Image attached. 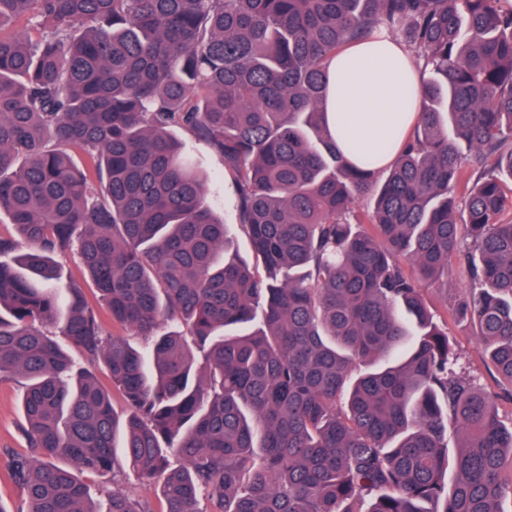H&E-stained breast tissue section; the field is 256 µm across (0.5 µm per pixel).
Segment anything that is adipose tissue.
Segmentation results:
<instances>
[{
  "mask_svg": "<svg viewBox=\"0 0 512 512\" xmlns=\"http://www.w3.org/2000/svg\"><path fill=\"white\" fill-rule=\"evenodd\" d=\"M329 70V126L351 133L337 138L338 148L352 165L386 168L396 157L391 143L406 130L408 91L421 87L410 53L381 29L337 53Z\"/></svg>",
  "mask_w": 512,
  "mask_h": 512,
  "instance_id": "ef3b65f1",
  "label": "adipose tissue"
}]
</instances>
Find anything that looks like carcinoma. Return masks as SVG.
Listing matches in <instances>:
<instances>
[{
    "instance_id": "carcinoma-1",
    "label": "carcinoma",
    "mask_w": 512,
    "mask_h": 512,
    "mask_svg": "<svg viewBox=\"0 0 512 512\" xmlns=\"http://www.w3.org/2000/svg\"><path fill=\"white\" fill-rule=\"evenodd\" d=\"M19 16L0 32V376L24 380L27 512H97L80 474L115 469L119 439L163 512H504L512 424L424 291L467 279L454 315L512 384V7L0 0V29ZM381 27L429 75L380 182L326 102L336 51ZM178 130L222 159L237 223ZM73 250L97 308L53 288ZM108 512L154 509L115 487ZM54 339L64 350H66L71 355V357L76 362L81 363L82 366L86 367L89 371H91L99 380V382L106 388H108L112 393V380L106 373L105 367L102 363L98 364L84 361L79 351L71 345L68 338L66 336H62L58 332L56 336H54Z\"/></svg>"
}]
</instances>
